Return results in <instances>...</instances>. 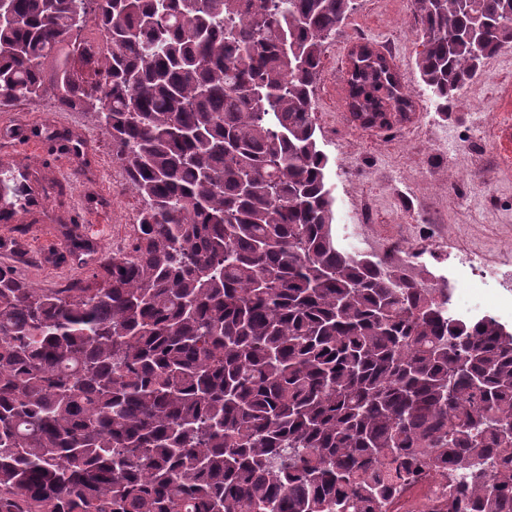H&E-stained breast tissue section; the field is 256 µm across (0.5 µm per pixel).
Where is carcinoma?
I'll return each instance as SVG.
<instances>
[{
  "label": "carcinoma",
  "mask_w": 512,
  "mask_h": 512,
  "mask_svg": "<svg viewBox=\"0 0 512 512\" xmlns=\"http://www.w3.org/2000/svg\"><path fill=\"white\" fill-rule=\"evenodd\" d=\"M349 2L8 0L0 110L96 114L141 208L98 288L0 269V512H360L424 457L448 512H512V330L336 241L312 96ZM417 4L446 112L512 0ZM345 85L363 125L412 111L366 43Z\"/></svg>",
  "instance_id": "carcinoma-1"
}]
</instances>
